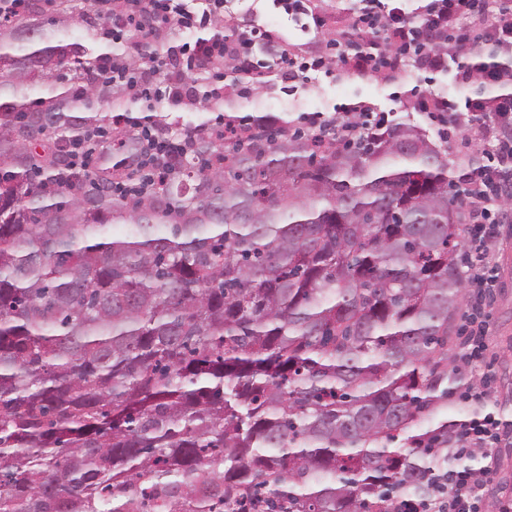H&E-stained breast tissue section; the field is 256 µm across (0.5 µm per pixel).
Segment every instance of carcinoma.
<instances>
[{
  "instance_id": "obj_1",
  "label": "carcinoma",
  "mask_w": 512,
  "mask_h": 512,
  "mask_svg": "<svg viewBox=\"0 0 512 512\" xmlns=\"http://www.w3.org/2000/svg\"><path fill=\"white\" fill-rule=\"evenodd\" d=\"M101 28L87 0L0 21V512H393L448 463L460 174L405 122L157 115L191 150L118 197L39 151L131 103ZM208 72L191 113L242 98L235 63L222 99ZM141 162L112 128V179Z\"/></svg>"
}]
</instances>
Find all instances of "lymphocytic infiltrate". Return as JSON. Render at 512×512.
Wrapping results in <instances>:
<instances>
[{
    "label": "lymphocytic infiltrate",
    "mask_w": 512,
    "mask_h": 512,
    "mask_svg": "<svg viewBox=\"0 0 512 512\" xmlns=\"http://www.w3.org/2000/svg\"><path fill=\"white\" fill-rule=\"evenodd\" d=\"M224 0H93V9L106 18L112 41L128 33L154 40L179 30L190 33L210 21ZM259 29L249 25L236 39H215L208 45L186 40L179 47L180 61L153 57L150 65L130 71L117 64L112 79L127 84L130 95L145 110L155 103L183 100V77L199 57L222 62L235 56L241 65L252 61ZM288 74L306 79L318 74L336 78L350 70L372 74H398L411 65L431 75L456 64L460 85H479L476 95L463 98L418 94L413 107L426 114L440 131L460 136L474 160L462 174L457 193L467 234L470 263L465 271L469 302L461 316L462 351L457 371H480L478 388L459 393L470 414L448 433V464L439 484L427 493H405L394 512H487V494L494 482V450L511 430L488 404L494 377L487 371L489 310L497 277L491 263V245L499 226L507 220L502 201L512 187V8L495 0H423L417 12H406L403 0H360L350 29L335 49L325 55L282 57ZM165 85H157V73ZM388 121L386 113L363 103L333 114L311 112L309 129L331 126L337 136L361 133Z\"/></svg>",
    "instance_id": "obj_1"
}]
</instances>
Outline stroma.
I'll return each instance as SVG.
<instances>
[{
  "label": "stroma",
  "mask_w": 512,
  "mask_h": 512,
  "mask_svg": "<svg viewBox=\"0 0 512 512\" xmlns=\"http://www.w3.org/2000/svg\"><path fill=\"white\" fill-rule=\"evenodd\" d=\"M356 7V0H310V10L319 22L317 33L311 35L293 28H279L281 16L267 0H226L224 12L237 28L258 21L274 33L279 49L301 56L309 52L328 53L330 41L348 32ZM455 85V75L451 72L435 76L430 82L423 73L414 71L401 82L375 74L351 73L333 82L322 80L299 87L297 94L292 95L288 92L287 76L280 74L259 85L252 98L241 101L240 112L244 115L271 112L298 119L303 113L329 112L343 103L368 102L395 119L426 129L429 121L411 106V89L451 94ZM493 254L501 286L495 291L489 320V346L494 355L491 369L497 380L491 408L503 419L512 421V223L502 226Z\"/></svg>",
  "instance_id": "35a3bbf8"
}]
</instances>
